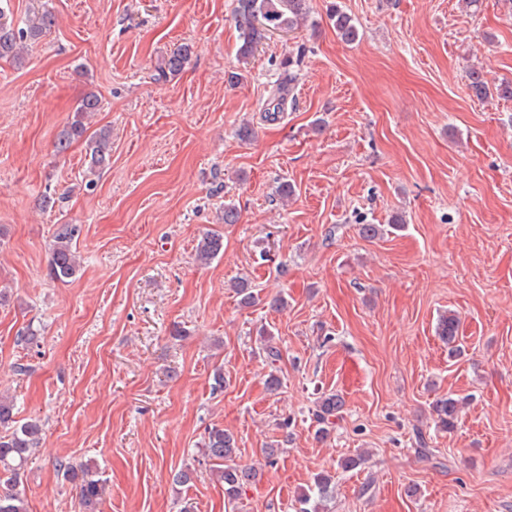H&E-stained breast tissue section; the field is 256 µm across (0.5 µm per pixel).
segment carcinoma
<instances>
[{"mask_svg": "<svg viewBox=\"0 0 512 512\" xmlns=\"http://www.w3.org/2000/svg\"><path fill=\"white\" fill-rule=\"evenodd\" d=\"M308 0H236L234 18L239 32L237 59L246 64L254 55L258 44L272 30L294 31L308 18ZM334 22L336 35L345 43H353L360 38V31L350 15L340 3H334L329 12ZM54 26V15L49 11L33 13L26 19L24 26L14 23L13 15L0 6V59L15 62L22 60L23 44L33 43L48 33ZM190 55V49L184 46L171 52L164 59L161 72L170 74L182 70ZM469 88L478 100L512 99V82L505 80L490 85L478 68L468 72ZM97 95H87L76 108L74 117L63 128L56 143L57 152L63 154L70 146L86 139L89 172L100 173L108 163L112 151V137L108 129L103 128L92 136H86L85 114L99 109ZM78 228L73 224H63L57 230L48 265V277L54 282H66L76 276L80 263L73 243ZM224 248L223 236L210 232L204 235L195 252L196 261L201 265L209 264ZM234 288L240 302L250 305L255 302L252 283L246 279L238 280ZM460 318L453 312L442 318L438 331L442 339L448 341V347H456ZM461 400L451 394H443L432 402V415L437 428L447 431L454 427L458 417ZM343 401L334 393H324L318 397L312 410L316 434L325 438L335 424V417L341 412ZM15 403L8 397L0 396V512H27L25 500L17 488L23 483L25 465L29 457L39 447L43 434L40 421L29 419L20 422L15 419ZM202 455L211 462V468L218 481L224 484V501L231 509L238 508L248 484L258 476L254 467L242 465L237 461L238 448L234 436L222 428H212L204 441ZM57 471L63 479L76 483L80 491L82 512H100L106 480L99 472L86 465L76 468L59 461ZM336 484L334 477L327 471L314 475L308 490L296 499L295 512H325L326 503L334 498Z\"/></svg>", "mask_w": 512, "mask_h": 512, "instance_id": "cac0c4a2", "label": "carcinoma"}]
</instances>
